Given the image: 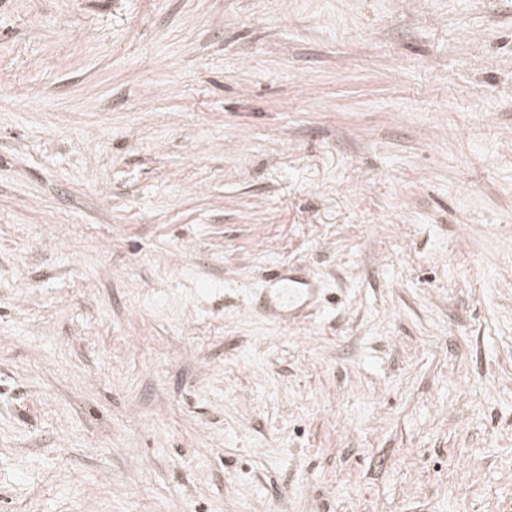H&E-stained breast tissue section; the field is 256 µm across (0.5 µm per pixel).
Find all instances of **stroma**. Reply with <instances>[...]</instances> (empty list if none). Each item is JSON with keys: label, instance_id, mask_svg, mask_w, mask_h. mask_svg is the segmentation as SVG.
I'll list each match as a JSON object with an SVG mask.
<instances>
[{"label": "stroma", "instance_id": "obj_1", "mask_svg": "<svg viewBox=\"0 0 512 512\" xmlns=\"http://www.w3.org/2000/svg\"><path fill=\"white\" fill-rule=\"evenodd\" d=\"M0 512H512V0H0ZM267 282V287L254 295L252 309L288 327L297 326V319L318 305L323 289L309 272L287 264L272 266Z\"/></svg>", "mask_w": 512, "mask_h": 512}]
</instances>
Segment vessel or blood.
<instances>
[{"instance_id":"1","label":"vessel or blood","mask_w":512,"mask_h":512,"mask_svg":"<svg viewBox=\"0 0 512 512\" xmlns=\"http://www.w3.org/2000/svg\"><path fill=\"white\" fill-rule=\"evenodd\" d=\"M319 294L318 284L309 272L277 264L268 273L266 288L255 294L252 309L294 327L304 312L317 306Z\"/></svg>"}]
</instances>
